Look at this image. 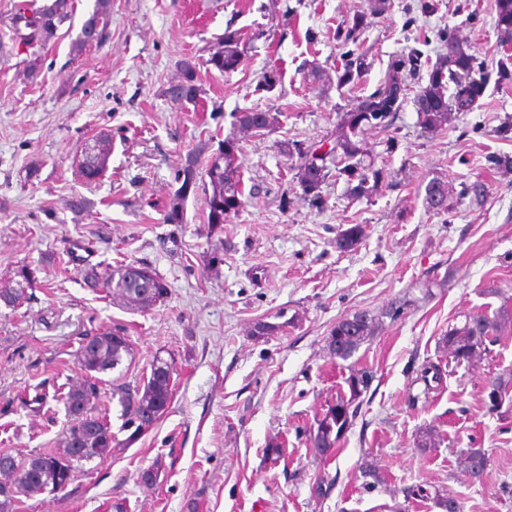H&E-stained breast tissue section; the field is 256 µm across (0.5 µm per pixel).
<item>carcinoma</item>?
Masks as SVG:
<instances>
[{"mask_svg":"<svg viewBox=\"0 0 512 512\" xmlns=\"http://www.w3.org/2000/svg\"><path fill=\"white\" fill-rule=\"evenodd\" d=\"M391 7L390 0H368L367 11L354 16L352 25L345 33V40L354 39V35L368 27V18L381 16ZM497 24L505 32L512 31V0H497ZM73 12V0H49L39 8L26 12L21 7L14 17V40L23 44L30 52L27 62L29 75L38 73V61L41 51L55 37L58 27L69 20ZM108 24L106 10L101 9L90 15L83 23L80 47L93 42L89 33L96 34V43L104 39ZM243 62V50L237 33L225 31L223 39L211 53L208 63L226 74L238 70ZM198 59L187 57L180 61V77L172 82L164 94L175 101L194 102L201 94L197 85ZM401 60L392 64L384 82L370 95L366 96L349 111L342 113L336 138L331 148L324 154H318L319 147H308L296 143L285 145L288 153H297L301 164L297 167L298 184L303 194L314 205L322 203L321 186L335 173L336 178L344 179L349 196L355 199L370 198L378 189L382 171L374 170L362 163L364 155L362 141L358 135L366 128L378 129L388 133L390 145H395L397 137L393 128L396 113L401 106V92L404 91ZM362 66L349 59L343 71L337 72V83L341 86L358 84ZM476 58L461 46L451 47L448 54L441 57L429 73L428 83L416 96L415 106L418 121L426 132H436L448 123L452 112H468L484 91V81L475 77ZM279 124V114L272 109L247 110L235 116L234 126L237 132L254 135V129L273 131ZM112 139L107 134L96 138L92 151L82 155L78 163V173L88 183L98 180L108 165ZM239 139L232 135L224 139L218 150L221 161L214 169H205V179L189 186L182 182L169 199L166 221L170 224L184 222V205L188 197L203 192L208 197L207 223L216 227L238 213L243 206V182L239 163ZM426 204L435 215L448 213V184L441 181L430 182L426 189ZM364 236L361 224H354L343 230L336 238V247L349 251L357 246ZM88 288H106L121 297L127 304L138 308H147L163 300L167 287L160 277L146 266L133 264L121 265L102 274L92 270L83 276ZM35 283L34 271L23 265L15 272L13 286L0 289V302L6 307L15 308L26 299L27 291ZM285 312L276 318L278 323L260 321L256 324L254 335H270L288 326L281 321ZM372 319L365 312H357L336 322L328 337L330 354L347 360L360 348L371 335ZM503 326L502 317L490 318L486 315L465 317L462 326H455L443 336V346L450 353L464 361H473L479 351V345L485 341H496ZM132 354V347L124 330L98 333L78 350V363L85 371V379L69 386L65 397L78 402L92 413V418L82 423L79 429H68L62 440V451L39 453L20 462L12 459V465L2 469L0 475L7 480L0 482V512H13L21 497H32L45 491L54 492L62 485L67 472L73 470L69 448L74 438H79L81 459L90 461L105 458L112 450V431L107 414L98 409L100 375L116 369L125 357ZM173 374L172 363L161 358L151 364L149 377L142 383L131 386L126 383L112 384V397L118 398L124 417L123 427H134L131 437L140 435L153 427L163 417L172 401ZM371 377L366 371L352 374L348 380L349 397H341L330 406L322 418L316 421V430L311 433L313 446L329 452L337 448L344 434L353 425L357 408L355 403L367 390ZM462 465L471 482L483 481L488 466V456L480 448H469L462 456Z\"/></svg>","mask_w":512,"mask_h":512,"instance_id":"cac0c4a2","label":"carcinoma"}]
</instances>
